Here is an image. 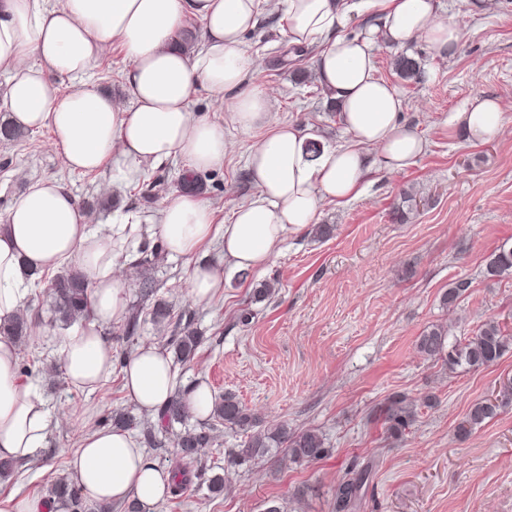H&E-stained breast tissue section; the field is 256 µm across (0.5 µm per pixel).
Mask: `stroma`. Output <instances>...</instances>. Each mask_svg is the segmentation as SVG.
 Returning a JSON list of instances; mask_svg holds the SVG:
<instances>
[{
  "instance_id": "obj_1",
  "label": "stroma",
  "mask_w": 512,
  "mask_h": 512,
  "mask_svg": "<svg viewBox=\"0 0 512 512\" xmlns=\"http://www.w3.org/2000/svg\"><path fill=\"white\" fill-rule=\"evenodd\" d=\"M441 3L460 31L453 57L435 56L419 41L404 47L382 41L375 48L377 76L402 95V121L428 143L415 164L373 172L356 199L324 204L317 221L333 225L330 237L316 238L308 228L289 233L265 271L231 274L210 303L191 296L188 258L162 253L151 273L155 297L172 303L179 323L147 320L131 338L123 326L106 328L119 362L142 342L164 346L192 329L202 342L180 368L182 390L205 382L215 397L235 395L262 424L317 430L328 450L315 462L293 460L284 447L243 462L232 452L245 433L218 428L190 465L205 480L167 495L155 512H266L272 505L282 512H334L336 482L355 466L370 476L353 512H512V405L470 434L458 432L470 406L512 378V352L483 370L451 371L416 347L432 326H447L449 338L461 340L490 317L512 335V278L484 274L487 255L512 245V124L498 140L477 144L444 127L449 112L477 93L499 99L512 116V0H496L477 18L468 12L469 0ZM283 17L278 0H269L245 35L259 59L247 86L271 90L276 121L311 128L330 144L348 140L318 79L317 48L290 46ZM400 54L419 62V79L397 74L393 60ZM129 65L120 44H112L86 80L124 96ZM228 136L233 149L223 167L195 175L219 223L256 195L246 160L264 133L232 129ZM141 169L135 178L115 167L68 171L51 129L31 130L14 142L0 140V214L29 183L54 178L70 188L91 223H111L121 209L151 224L164 200L182 191L187 165L176 158ZM457 278L471 286L455 306H443L441 294ZM51 280L43 274L26 297L20 367L45 402L52 430L28 465L0 480V498H42L54 480L70 476L81 428L112 426L118 411L139 422L148 418L126 397L120 369L92 393L54 373L49 339L62 328L52 320ZM266 283L273 294L256 300L255 289ZM44 329L49 339H41ZM395 393L436 398L419 405L416 422L400 435L391 434L383 414ZM216 474L224 479L218 494L206 482Z\"/></svg>"
}]
</instances>
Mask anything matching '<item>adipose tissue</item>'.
<instances>
[{
	"mask_svg": "<svg viewBox=\"0 0 512 512\" xmlns=\"http://www.w3.org/2000/svg\"><path fill=\"white\" fill-rule=\"evenodd\" d=\"M266 0H0V67L11 78L6 105L16 125L50 128L64 166L88 172L117 164L128 174L142 163L178 156L190 171L220 167L228 151L225 125L264 128L248 168L257 197L219 224L194 187L168 198L157 223L143 225L138 212H120L101 228L90 224L78 199L54 179L31 182L0 218V321L21 315L35 276L76 267L88 288L85 325L63 336L57 365L71 387L95 390L112 372V344L104 328L122 323L129 286V258L157 238L174 257L191 258L187 270L194 300L206 303L224 290L225 271L264 269L289 232L316 221L324 201L356 198L374 170L402 171L424 152L423 137L400 120L402 98L375 74L378 40L426 43L454 56L457 27L442 15L441 0H284L290 44L318 45L321 84L339 105L350 135L340 145L310 152L313 136L290 123H272L271 94L241 91L256 59L244 43ZM374 22L362 35L342 30L351 14ZM202 26L204 43L194 56L179 47L187 17ZM119 42L131 66L125 100L86 84L60 94L57 81L93 69L100 53ZM215 96L235 92L228 121L199 118L189 108L198 86ZM507 118L498 100L482 95L449 113V133L472 143L499 138ZM222 237L224 263L194 261L214 237ZM18 348L0 336V459L24 462L45 447L51 420L32 384L23 382ZM178 373L169 354L145 342L122 366L127 398L150 413L173 395ZM82 496L108 506L136 500L148 512L169 493L170 472L148 459L130 432L100 428L84 434L71 460Z\"/></svg>",
	"mask_w": 512,
	"mask_h": 512,
	"instance_id": "adipose-tissue-1",
	"label": "adipose tissue"
}]
</instances>
